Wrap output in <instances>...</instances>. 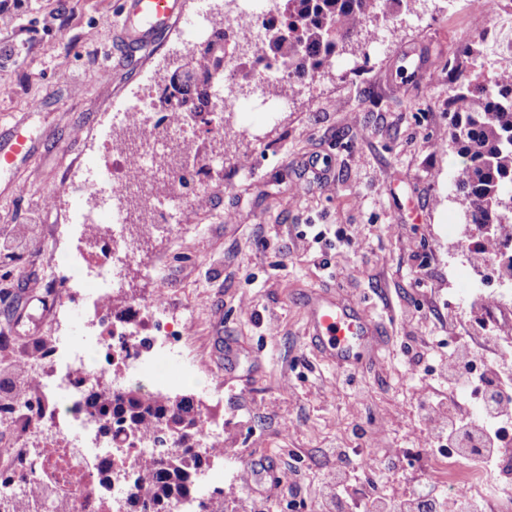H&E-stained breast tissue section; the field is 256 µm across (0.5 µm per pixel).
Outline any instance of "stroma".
Segmentation results:
<instances>
[{
    "instance_id": "1",
    "label": "stroma",
    "mask_w": 512,
    "mask_h": 512,
    "mask_svg": "<svg viewBox=\"0 0 512 512\" xmlns=\"http://www.w3.org/2000/svg\"><path fill=\"white\" fill-rule=\"evenodd\" d=\"M0 15V133L23 124L34 142L0 174V334L48 336L44 271L67 255H101L95 240L47 242L74 206L68 164L98 162L92 135L141 85L168 84L189 49L170 32L149 56L116 40L122 0H22ZM422 24L395 30L378 52L349 51L314 88L269 120L249 100L227 114L223 140L200 126L180 162L186 229L135 241L125 297L161 295L174 343L194 368L167 387L223 429L227 512H333L335 447L403 457L380 491L407 499L428 474L418 401L448 392L411 366L406 347L443 354L481 323L512 339V307L494 265L476 270L458 203L461 159L447 150L448 63L460 43L488 50L485 13L424 0ZM222 151L200 167L199 157ZM337 292L381 327L378 355L328 364L312 344L307 304Z\"/></svg>"
}]
</instances>
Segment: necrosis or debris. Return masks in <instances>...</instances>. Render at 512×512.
Here are the masks:
<instances>
[{"instance_id":"4bbe7bcc","label":"necrosis or debris","mask_w":512,"mask_h":512,"mask_svg":"<svg viewBox=\"0 0 512 512\" xmlns=\"http://www.w3.org/2000/svg\"><path fill=\"white\" fill-rule=\"evenodd\" d=\"M280 6L281 0H223L221 13L225 24L238 34L241 47L252 49L263 38L264 21L277 14ZM287 81V68L278 66L270 79H256L244 86L236 62L226 61L224 84L217 90L222 108L212 120L215 136H223L224 112L240 96L261 102L272 99L278 109L288 110L292 98L271 93L273 84ZM163 97V89L148 83L113 110L112 130L103 133L97 143L107 162L89 173L84 194L72 212L71 232L100 240L103 257L92 264L82 255H71L72 266L83 276L63 291L50 310L51 321L58 325L54 347L28 365L41 401L31 408H18L8 423L24 448L18 455L0 454V472L19 474L17 481L0 487V502L13 499L20 486H35V493L27 499V512H113L114 503H129L135 494L132 486L114 482L113 475L134 466L140 447L119 450L101 445L102 424L88 413L82 400L89 390L112 381L111 369L100 358L101 352L111 348L101 329L108 303L123 290V269L131 249L127 226H160L172 232L186 207L176 170L160 165L159 157L168 141L193 143L197 127L193 119L168 114ZM95 198L107 206L111 223H96L89 206ZM75 302L90 310L83 321L85 340L78 346L70 342L69 312ZM130 308L123 323L130 355L122 373L141 385L159 383L167 367L177 363L166 306L161 297L154 296L133 298ZM143 336L155 347L148 358L137 352ZM20 455L26 461L21 469L16 466ZM435 456L432 468L437 479H445L449 470L459 471L462 487L468 490L487 476L477 455L447 448Z\"/></svg>"}]
</instances>
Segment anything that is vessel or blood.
Returning a JSON list of instances; mask_svg holds the SVG:
<instances>
[{
    "mask_svg": "<svg viewBox=\"0 0 512 512\" xmlns=\"http://www.w3.org/2000/svg\"><path fill=\"white\" fill-rule=\"evenodd\" d=\"M117 38L129 50H151L183 15L182 0H123ZM22 127L0 138V172L15 169L31 152ZM311 336L336 367L360 352L379 349V330L365 310L340 296L317 299L310 308Z\"/></svg>",
    "mask_w": 512,
    "mask_h": 512,
    "instance_id": "1",
    "label": "vessel or blood"
}]
</instances>
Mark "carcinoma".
<instances>
[{
  "label": "carcinoma",
  "mask_w": 512,
  "mask_h": 512,
  "mask_svg": "<svg viewBox=\"0 0 512 512\" xmlns=\"http://www.w3.org/2000/svg\"><path fill=\"white\" fill-rule=\"evenodd\" d=\"M402 0H283L278 17L265 31L288 29L286 37H264L251 56L239 63V77L249 81L278 62L288 67L291 81L283 92L314 81L333 60L355 44H363L368 27H391ZM238 42L227 29L213 32L186 72L170 79L168 108L194 118L212 112L213 88L224 75V59ZM452 95L448 148L463 160L461 208L467 223L483 229L470 261L497 260L496 271L512 277V257L497 259L502 240H512V68L480 71L475 78L454 66L448 72ZM84 405L103 422L112 447L147 439L152 451L129 470L135 488L130 512H171L176 499L195 502V512H224V490L198 494L197 475L208 458L196 450L203 410L192 398L144 394L135 385L118 391H89Z\"/></svg>",
  "instance_id": "1"
}]
</instances>
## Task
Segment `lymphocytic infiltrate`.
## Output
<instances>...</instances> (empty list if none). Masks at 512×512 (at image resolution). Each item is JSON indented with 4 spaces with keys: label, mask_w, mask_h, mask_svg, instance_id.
Instances as JSON below:
<instances>
[{
    "label": "lymphocytic infiltrate",
    "mask_w": 512,
    "mask_h": 512,
    "mask_svg": "<svg viewBox=\"0 0 512 512\" xmlns=\"http://www.w3.org/2000/svg\"><path fill=\"white\" fill-rule=\"evenodd\" d=\"M500 343L488 338L483 349L487 368L484 373L472 374L467 360L468 348L464 341H457L447 356L439 357L437 366L443 377L454 384L481 393L484 407L480 414L467 411L463 399L450 395L448 400L434 398L422 400L420 407L428 425L427 437L431 444L444 441L456 446L474 449L484 457L485 466L500 471V457L487 451L489 443H500L506 436V423L512 418V376L501 371L503 356ZM335 482L331 505L336 512H346L352 504L350 487L365 475L363 461L354 459L348 451L336 449Z\"/></svg>",
    "instance_id": "lymphocytic-infiltrate-1"
}]
</instances>
